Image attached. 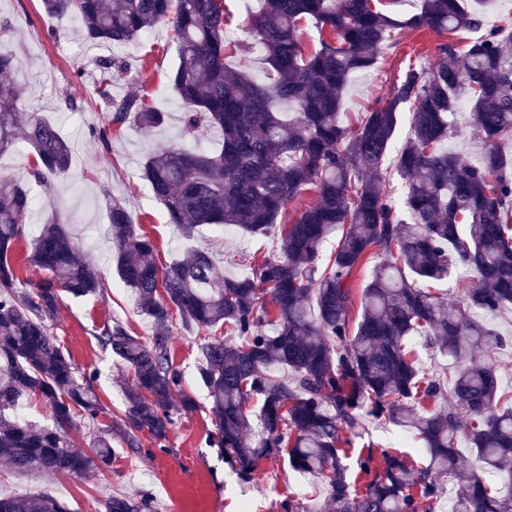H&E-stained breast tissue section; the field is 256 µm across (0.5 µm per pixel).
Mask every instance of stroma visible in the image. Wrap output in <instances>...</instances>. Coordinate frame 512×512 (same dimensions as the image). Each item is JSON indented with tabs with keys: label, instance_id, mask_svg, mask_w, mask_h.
Here are the masks:
<instances>
[{
	"label": "stroma",
	"instance_id": "1",
	"mask_svg": "<svg viewBox=\"0 0 512 512\" xmlns=\"http://www.w3.org/2000/svg\"><path fill=\"white\" fill-rule=\"evenodd\" d=\"M81 27L74 15H45L40 0H0V42L16 58L9 78L26 89L20 108L42 113L57 123L72 146L70 169L52 189L31 185V194L42 197L44 204L28 217L26 240L20 248L28 250L30 238L54 214L69 224L79 240H95L87 254L106 277L107 294L65 299L52 332L78 367L94 373V385L105 407L98 427L111 429L116 455L111 468L94 476L59 475L50 480L13 473L0 461V494L47 491L66 502L71 512H100L101 500L115 493L150 498L153 512H280L281 501L288 497L298 499L312 512H330L325 485L295 473L287 460L263 462L254 480L244 483L218 449L210 446L214 430L211 398L197 374L194 335L180 328L172 337L171 352L183 375L181 393L195 406L177 415L164 446H157L143 431L138 435V450L125 447L118 426L125 418L124 393L133 384V372L103 350L96 336L112 319L122 321L144 340L148 325L110 264L105 197L120 199L129 209L136 231L152 240L153 258L162 268L194 246L211 252L225 273L239 275L250 261L272 254L276 243L271 237L238 231L227 237L208 227L200 229L194 241L178 237L165 207L153 197L142 175L143 163L153 150L177 142L186 110L167 83L176 63L170 31L161 26L135 42L112 46L87 41ZM398 40L395 48L383 50L375 66L352 77L342 96L343 120H352L382 103L394 76L408 65L429 69L437 65L441 36L418 30L399 35ZM113 55L127 57L132 64L131 70L113 83V96L145 92L149 102L166 113L167 120L152 131L127 122L113 129L111 143L105 148L92 135L93 129L104 126L107 115L95 93V79L99 60ZM68 97L83 101V109L67 110L64 100ZM494 325L510 343L480 353L478 359L495 368L501 388L512 390V311L496 317ZM369 443L378 449L397 448L418 463L425 459L418 443L399 428L370 422L347 449L348 467H355Z\"/></svg>",
	"mask_w": 512,
	"mask_h": 512
}]
</instances>
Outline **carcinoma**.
I'll use <instances>...</instances> for the list:
<instances>
[{"instance_id": "carcinoma-1", "label": "carcinoma", "mask_w": 512, "mask_h": 512, "mask_svg": "<svg viewBox=\"0 0 512 512\" xmlns=\"http://www.w3.org/2000/svg\"><path fill=\"white\" fill-rule=\"evenodd\" d=\"M260 2L247 19L267 65L257 80L224 64L240 53L224 43V0H41L48 16L78 15L89 41L120 45L162 24L173 29L178 64L169 82L191 106L182 136L213 133L221 147L156 149L143 166L154 198L186 240L225 225L279 240L278 251L241 275L224 273L204 250L160 270L133 215L108 202L111 258L150 323L146 342L114 320L98 335L134 374L124 441L136 450L134 432L146 431L161 444L174 424L182 382L170 347L175 308L186 327L208 332L199 376L212 398L210 446L242 480L252 481L261 461L284 458L303 476L327 479L333 512H434L469 452L481 470L448 498L450 512H512V394L475 361L477 352L504 346L488 318L512 309V155L501 147L512 137V26L486 30L461 52L455 36L481 27L464 0H423L403 21L388 14L389 0ZM309 22L318 44L307 52L300 31ZM418 29L448 36L438 65L400 71L382 106L343 123L351 75L371 68L393 33ZM129 69L122 59L99 62L96 94L108 116L93 135L105 146L112 127L130 117L146 130L165 123L138 95L112 97V82ZM465 94L485 142L478 166L447 146ZM23 95L0 80V154L18 135L35 154L26 178L0 174V460L15 473L87 478L110 465L112 433L95 436L89 452L74 448L72 427L96 425L103 406L94 373L79 370L51 324L63 295H103L107 282L69 225L53 217L25 257L46 277L18 291L16 249L34 209L28 185L51 188L71 163L70 146L41 113L20 120ZM405 119L411 134L395 157L405 180L398 202L381 170ZM307 193L314 201L280 223ZM336 232L325 263L323 245ZM374 253L386 259L373 267L354 318L351 281ZM459 269L471 280L455 303L422 287ZM417 338L452 359L450 381L421 373ZM29 395L49 407L52 423L18 417ZM368 419L412 435L426 462L410 466L396 448H370L348 475L349 435ZM101 507L147 512L150 503L111 495ZM0 512L69 508L47 493L1 495Z\"/></svg>"}]
</instances>
